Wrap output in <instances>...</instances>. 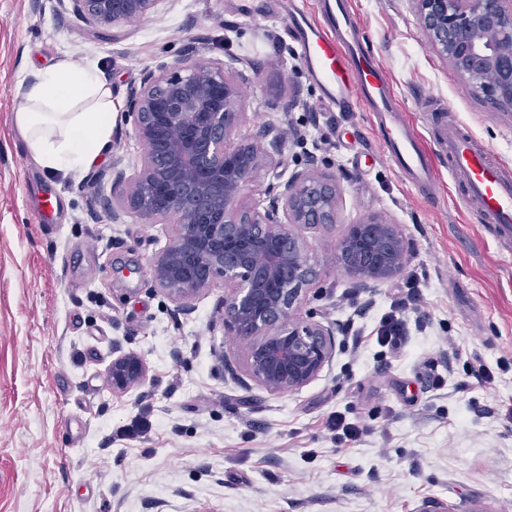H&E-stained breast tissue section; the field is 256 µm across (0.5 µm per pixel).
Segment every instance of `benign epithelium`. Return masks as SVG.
I'll list each match as a JSON object with an SVG mask.
<instances>
[{"label": "benign epithelium", "mask_w": 512, "mask_h": 512, "mask_svg": "<svg viewBox=\"0 0 512 512\" xmlns=\"http://www.w3.org/2000/svg\"><path fill=\"white\" fill-rule=\"evenodd\" d=\"M74 15L101 28L155 14L166 0H69ZM435 52L492 104L512 111V8L507 0H413ZM239 85L228 67L184 58L146 73L128 94L126 117L143 149L112 222L131 213L168 224V244L150 263L154 285L188 315L196 299L224 280V331L246 342V375L272 395L317 379L336 352L335 324L297 315L317 276L302 234L337 223L336 178L306 166L269 187L268 202L247 203L260 172L280 167L278 139L257 126L232 145L241 123ZM410 243L401 225L378 215L347 224L336 259L357 288L395 277ZM112 390L146 378L133 353L112 359Z\"/></svg>", "instance_id": "obj_1"}]
</instances>
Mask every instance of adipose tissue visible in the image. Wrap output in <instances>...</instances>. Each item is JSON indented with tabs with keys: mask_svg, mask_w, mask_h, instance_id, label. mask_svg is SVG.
<instances>
[{
	"mask_svg": "<svg viewBox=\"0 0 512 512\" xmlns=\"http://www.w3.org/2000/svg\"><path fill=\"white\" fill-rule=\"evenodd\" d=\"M114 106L112 89L94 65L62 59L22 83L13 123L46 174H66L99 157L112 134Z\"/></svg>",
	"mask_w": 512,
	"mask_h": 512,
	"instance_id": "ef3b65f1",
	"label": "adipose tissue"
}]
</instances>
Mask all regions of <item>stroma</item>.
<instances>
[{"mask_svg":"<svg viewBox=\"0 0 512 512\" xmlns=\"http://www.w3.org/2000/svg\"><path fill=\"white\" fill-rule=\"evenodd\" d=\"M369 46L424 137L455 119L512 172V112L477 93L429 45L413 0H351ZM294 0H166L119 27L90 26L59 0H0V512H512V256L439 157L436 198L385 158L367 113L321 97L284 33ZM193 55L238 74L242 131L281 140V171L316 157L343 186L334 225L305 230L318 278L301 314L336 326V354L299 391L232 380L244 344L222 323L216 282L182 315L149 265L171 232L132 215L113 223L142 148L117 116L92 164L43 173L12 125L23 78L66 58L92 60L125 103L146 72ZM431 97L441 112H418ZM328 145L313 148L320 136ZM53 208L40 214L38 201ZM378 214L411 242L399 276L354 290L336 260L345 225ZM420 278L393 353L376 326L402 280ZM357 291L358 307L343 296ZM138 355L145 381L113 392V357ZM484 364L492 384L478 383ZM368 427L336 442L334 414Z\"/></svg>","mask_w":512,"mask_h":512,"instance_id":"35a3bbf8","label":"stroma"}]
</instances>
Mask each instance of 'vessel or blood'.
<instances>
[{"label":"vessel or blood","mask_w":512,"mask_h":512,"mask_svg":"<svg viewBox=\"0 0 512 512\" xmlns=\"http://www.w3.org/2000/svg\"><path fill=\"white\" fill-rule=\"evenodd\" d=\"M287 33L302 63L336 109L369 113L388 160L418 190L435 189V158L445 155L469 198L478 201L498 239H512V174L495 166L487 149L456 122L427 142L406 118L391 77L369 51L349 0H301L287 20Z\"/></svg>","instance_id":"b4317fda"}]
</instances>
